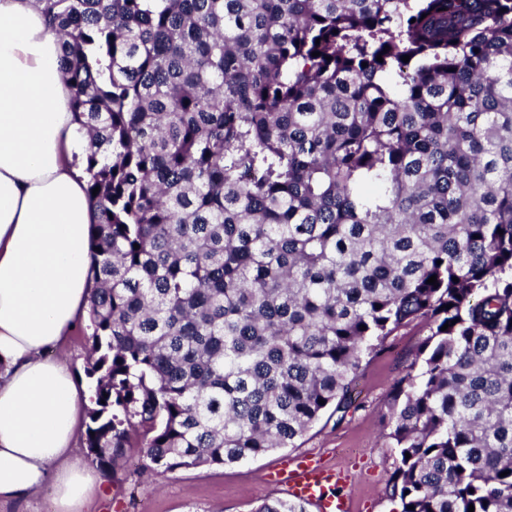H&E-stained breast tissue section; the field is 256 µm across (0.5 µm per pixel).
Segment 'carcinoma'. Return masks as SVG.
<instances>
[{
  "mask_svg": "<svg viewBox=\"0 0 512 512\" xmlns=\"http://www.w3.org/2000/svg\"><path fill=\"white\" fill-rule=\"evenodd\" d=\"M38 2L88 136L91 462L294 448L424 320L392 495L512 512V0Z\"/></svg>",
  "mask_w": 512,
  "mask_h": 512,
  "instance_id": "carcinoma-1",
  "label": "carcinoma"
}]
</instances>
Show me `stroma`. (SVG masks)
Segmentation results:
<instances>
[{
    "label": "stroma",
    "instance_id": "stroma-1",
    "mask_svg": "<svg viewBox=\"0 0 512 512\" xmlns=\"http://www.w3.org/2000/svg\"><path fill=\"white\" fill-rule=\"evenodd\" d=\"M424 335L419 324L402 328L384 350L366 357L344 418L323 416L298 447L239 464L184 469L160 480L144 474L143 449L128 448L110 476L107 497L93 502L90 512H253L262 501L284 496L270 481L282 460L308 454L351 471L356 512H400L389 486L393 450L381 426L389 390L406 373Z\"/></svg>",
    "mask_w": 512,
    "mask_h": 512
}]
</instances>
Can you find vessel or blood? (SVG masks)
Segmentation results:
<instances>
[{
    "mask_svg": "<svg viewBox=\"0 0 512 512\" xmlns=\"http://www.w3.org/2000/svg\"><path fill=\"white\" fill-rule=\"evenodd\" d=\"M289 497L315 505L317 512H354V502L345 492L350 474L313 457L284 461L273 477Z\"/></svg>",
    "mask_w": 512,
    "mask_h": 512,
    "instance_id": "b4317fda",
    "label": "vessel or blood"
}]
</instances>
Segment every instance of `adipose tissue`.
Segmentation results:
<instances>
[{
    "label": "adipose tissue",
    "instance_id": "obj_1",
    "mask_svg": "<svg viewBox=\"0 0 512 512\" xmlns=\"http://www.w3.org/2000/svg\"><path fill=\"white\" fill-rule=\"evenodd\" d=\"M39 0H0V501L44 484L87 512L103 476L76 453L88 388L54 348L88 317L87 134Z\"/></svg>",
    "mask_w": 512,
    "mask_h": 512
}]
</instances>
